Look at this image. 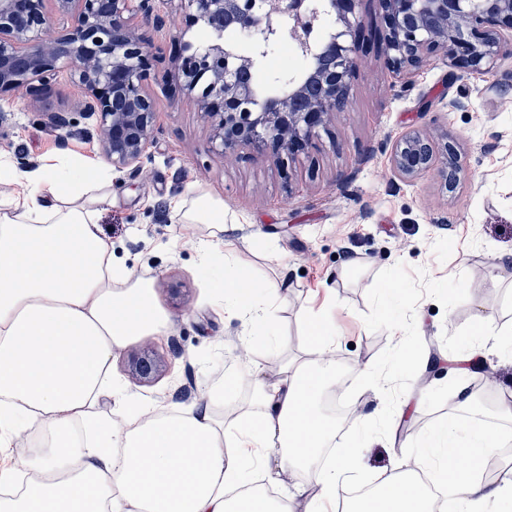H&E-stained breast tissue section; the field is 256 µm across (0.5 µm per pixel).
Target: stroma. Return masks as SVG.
<instances>
[{
  "instance_id": "35a3bbf8",
  "label": "stroma",
  "mask_w": 512,
  "mask_h": 512,
  "mask_svg": "<svg viewBox=\"0 0 512 512\" xmlns=\"http://www.w3.org/2000/svg\"><path fill=\"white\" fill-rule=\"evenodd\" d=\"M137 26L163 50L185 20L172 0H155L152 16ZM174 83L160 60L147 85L156 107L147 156L140 171H113L112 202L99 216L114 260L152 279L170 318L166 335L135 339L114 355L115 382L151 408L194 403L238 373V389L224 397L232 410L249 401L254 380L278 382L285 358L304 357L300 311L320 308L332 288L337 370L369 362L383 378L378 387L350 382L346 403L358 414L398 417L362 449L359 482H377L414 455L416 436L461 416L448 407L457 379L480 382L473 393L479 413L495 428L512 429L498 412L501 394L512 393V357L489 344L480 361L460 362L479 320L512 329V38L504 39L497 66L479 75L438 59L404 78L381 55L365 56L347 108L287 182L266 154H215L196 105L173 97ZM83 99L65 72L38 101L0 99V158L30 170L60 151H99L98 122L82 112ZM454 100L465 109L451 108ZM50 112L67 117L69 127H51ZM410 129L447 132L458 142L462 171L453 194L442 192L437 170L410 182L394 174L391 146ZM201 193L223 199V231L176 219L173 202ZM219 233L255 280L286 286L288 298L276 307L285 356L269 354L259 337L244 343L240 320L218 310L201 254ZM381 284L400 301V329L377 310ZM146 345L167 369L138 383L127 358ZM247 368L252 376H244Z\"/></svg>"
}]
</instances>
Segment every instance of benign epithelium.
<instances>
[{
  "label": "benign epithelium",
  "instance_id": "benign-epithelium-1",
  "mask_svg": "<svg viewBox=\"0 0 512 512\" xmlns=\"http://www.w3.org/2000/svg\"><path fill=\"white\" fill-rule=\"evenodd\" d=\"M154 0H0V96L37 99L66 71L86 93L83 111L98 116L103 155L117 170L141 167L156 109L146 90L156 57L136 32ZM185 28L172 37L169 64L179 89L193 99L210 127L213 150L239 156L265 149L283 172L312 144L334 113L349 102L359 57L369 39L355 8L358 0H177ZM385 28L383 54L394 72L420 68L435 57L481 74L494 67L500 33L512 32V0H376ZM197 27L205 40L186 38ZM249 41L240 52L224 33ZM304 68L278 77L266 94L242 75L256 69L283 40ZM402 180L438 168L445 192L448 166L461 172L456 141L413 130L391 148ZM129 372L140 382L162 373V360L146 348L131 355Z\"/></svg>",
  "mask_w": 512,
  "mask_h": 512
}]
</instances>
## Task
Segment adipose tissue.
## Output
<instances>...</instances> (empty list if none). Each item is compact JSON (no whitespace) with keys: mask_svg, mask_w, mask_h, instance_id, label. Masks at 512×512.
I'll return each mask as SVG.
<instances>
[{"mask_svg":"<svg viewBox=\"0 0 512 512\" xmlns=\"http://www.w3.org/2000/svg\"><path fill=\"white\" fill-rule=\"evenodd\" d=\"M0 181L22 187L0 199V449L23 434L38 443L22 473H0V512H335L341 502L348 512H433L428 494L405 478L416 471L429 475L451 512H496L512 501V468L477 476L512 432L453 417L418 440L405 471L353 496L352 450L321 457L336 433L320 409L336 386L328 310L303 312L306 358L287 362L280 382L259 384L236 410H224L220 388L189 407L149 411L117 386L120 422L98 417L93 405L113 354L169 326L150 280L114 266L101 234L112 174L97 157L64 152L26 171L0 162ZM172 209L186 224H224V202L209 194ZM218 256L224 272L211 287L225 314L238 317L250 303L244 340L265 336L282 351L274 312L281 285H246L230 244L216 242L204 261ZM311 463L303 501L268 495L291 466Z\"/></svg>","mask_w":512,"mask_h":512,"instance_id":"adipose-tissue-1","label":"adipose tissue"}]
</instances>
